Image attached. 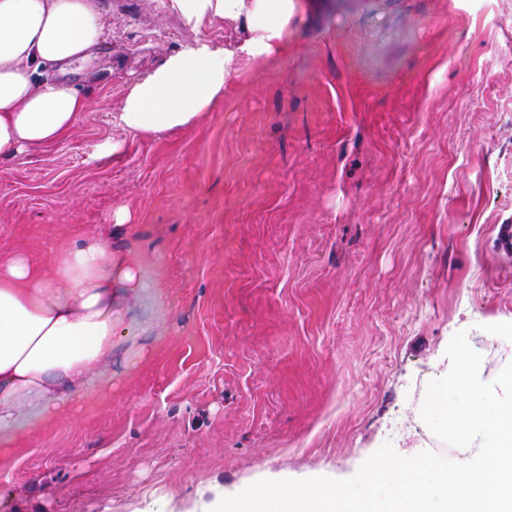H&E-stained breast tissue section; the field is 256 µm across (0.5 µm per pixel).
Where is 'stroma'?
Here are the masks:
<instances>
[{
    "label": "stroma",
    "mask_w": 512,
    "mask_h": 512,
    "mask_svg": "<svg viewBox=\"0 0 512 512\" xmlns=\"http://www.w3.org/2000/svg\"><path fill=\"white\" fill-rule=\"evenodd\" d=\"M101 2L105 42L61 76L89 112L0 162V254L96 225L166 288L131 304L111 388L28 437L0 512H204L387 442L472 457L420 409L456 332L498 344L483 381L512 362V0H333L159 134L113 117L189 34L165 0Z\"/></svg>",
    "instance_id": "obj_1"
}]
</instances>
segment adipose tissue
Instances as JSON below:
<instances>
[{
  "label": "adipose tissue",
  "instance_id": "ef3b65f1",
  "mask_svg": "<svg viewBox=\"0 0 512 512\" xmlns=\"http://www.w3.org/2000/svg\"><path fill=\"white\" fill-rule=\"evenodd\" d=\"M194 37L127 95L118 125L139 133L187 126L251 68L287 54L307 0H167ZM244 20L230 48L197 38L208 20ZM99 0H0V160L66 139L89 101L44 75L85 60L101 42ZM157 285L97 230L56 246L46 263L0 255V446L67 412L110 373L113 339L136 336L132 302Z\"/></svg>",
  "mask_w": 512,
  "mask_h": 512
}]
</instances>
